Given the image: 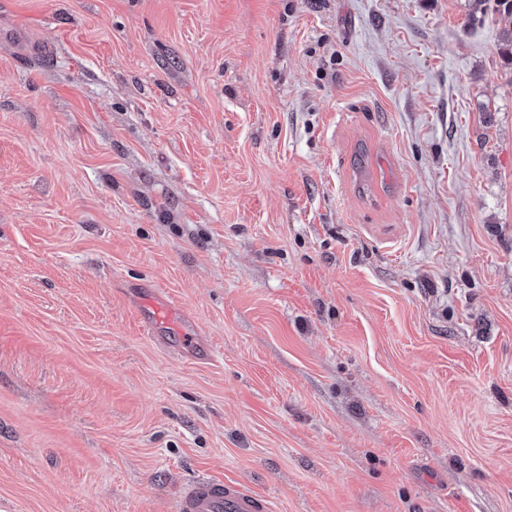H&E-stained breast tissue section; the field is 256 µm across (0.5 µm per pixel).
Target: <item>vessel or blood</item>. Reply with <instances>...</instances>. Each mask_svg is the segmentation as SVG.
<instances>
[{
    "mask_svg": "<svg viewBox=\"0 0 512 512\" xmlns=\"http://www.w3.org/2000/svg\"><path fill=\"white\" fill-rule=\"evenodd\" d=\"M142 323L149 336L173 333V326L164 318L172 305L163 293L154 291L135 301ZM176 512H273L270 501L240 489L231 483L202 480L188 486Z\"/></svg>",
    "mask_w": 512,
    "mask_h": 512,
    "instance_id": "obj_1",
    "label": "vessel or blood"
}]
</instances>
